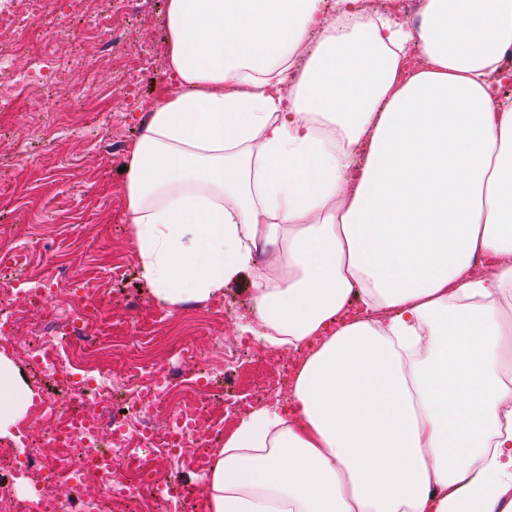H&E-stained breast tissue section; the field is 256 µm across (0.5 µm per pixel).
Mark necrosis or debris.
I'll return each mask as SVG.
<instances>
[{
	"label": "necrosis or debris",
	"mask_w": 512,
	"mask_h": 512,
	"mask_svg": "<svg viewBox=\"0 0 512 512\" xmlns=\"http://www.w3.org/2000/svg\"><path fill=\"white\" fill-rule=\"evenodd\" d=\"M69 66L59 58L45 55L25 72L12 76L1 86L5 93L41 89L57 80ZM60 278L42 280L36 285L15 283L0 290V343L8 344L21 325L18 305L38 306L48 289L59 286ZM95 310L77 304L64 315L43 325V337L30 350L33 378L50 381L53 389L40 402V413L51 422L49 442L74 456L75 464L48 463L32 449L29 437L0 448V468L35 476L40 491L35 500L15 501L11 487L0 484V512H55L65 505L67 512H87L97 507L111 512L113 506L132 502L141 490H148L165 512H185L186 497L178 493L175 478L156 474L158 459L187 458L189 449L206 456L217 447V434L205 435L192 413L172 411L166 430L157 432L150 424L156 406L163 399H176L181 393L178 375L161 365L135 372L106 373L88 366L81 349L93 345L88 326ZM124 393L121 410L109 417L98 416L88 429L77 428L86 417L87 400L105 394ZM110 445H103V435ZM65 476L72 488L67 499H60L53 476Z\"/></svg>",
	"instance_id": "obj_1"
}]
</instances>
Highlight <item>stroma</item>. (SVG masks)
Returning <instances> with one entry per match:
<instances>
[{"label": "stroma", "mask_w": 512, "mask_h": 512, "mask_svg": "<svg viewBox=\"0 0 512 512\" xmlns=\"http://www.w3.org/2000/svg\"><path fill=\"white\" fill-rule=\"evenodd\" d=\"M44 11L64 26L52 50L89 64L98 94L119 92L123 72L149 58L153 69L143 74L140 93L150 106L163 95L166 0H147L120 20L115 56L103 53L100 33L92 27L96 20L110 23L112 0H45ZM84 91V83H75L51 114L29 100L24 111L0 112V223L23 256L16 270L0 278L34 281L63 272L99 288L107 304L95 324L98 345L87 357L96 367L171 363L180 341L207 350L213 382L193 389L187 406L203 425L227 430L225 400L261 404L252 367H240L236 383L224 382V348L243 337L254 318L249 278L239 276L223 297L200 306L173 309L153 297L141 277L123 192L122 166L139 133L143 105L122 101L113 112L70 111Z\"/></svg>", "instance_id": "1"}]
</instances>
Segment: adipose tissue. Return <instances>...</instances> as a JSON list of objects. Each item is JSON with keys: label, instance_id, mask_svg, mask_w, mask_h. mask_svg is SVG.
Segmentation results:
<instances>
[{"label": "adipose tissue", "instance_id": "obj_1", "mask_svg": "<svg viewBox=\"0 0 512 512\" xmlns=\"http://www.w3.org/2000/svg\"><path fill=\"white\" fill-rule=\"evenodd\" d=\"M166 24L170 85L127 149L142 278L177 308L249 273L251 332L318 342L292 412L225 433L206 512H512V0H421L414 27L167 0ZM34 403L0 353V436Z\"/></svg>", "mask_w": 512, "mask_h": 512}]
</instances>
